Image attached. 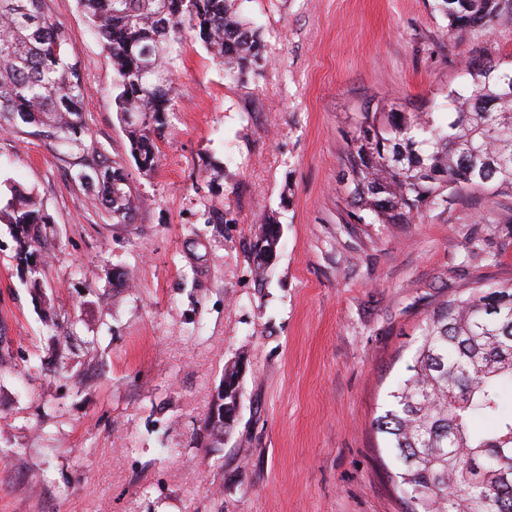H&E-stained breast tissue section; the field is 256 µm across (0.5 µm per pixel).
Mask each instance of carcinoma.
Returning a JSON list of instances; mask_svg holds the SVG:
<instances>
[{
    "label": "carcinoma",
    "mask_w": 512,
    "mask_h": 512,
    "mask_svg": "<svg viewBox=\"0 0 512 512\" xmlns=\"http://www.w3.org/2000/svg\"><path fill=\"white\" fill-rule=\"evenodd\" d=\"M43 0H0V129L32 126L75 157L74 179L96 191L115 224H131L137 198L119 164L81 155L88 86L67 55L68 30L49 21ZM449 28L487 29L512 0H434ZM115 71L117 112L144 173L159 163L156 140L174 110L172 54L184 33L200 39L226 72L241 77L264 61L260 36L235 0H79ZM446 111L408 112L368 100L343 158L350 224H411L463 190L512 192V57L473 59L448 87ZM0 223L16 258L40 272L50 223L33 193L9 187ZM272 258L275 224L259 228ZM406 375L374 421L396 468L407 512H512V415L500 414L512 385V283L465 288L437 303L419 325ZM225 395L203 423L223 439L224 404L240 398L236 365H224ZM477 417L495 419L478 429Z\"/></svg>",
    "instance_id": "carcinoma-1"
}]
</instances>
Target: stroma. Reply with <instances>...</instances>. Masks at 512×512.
<instances>
[{
	"instance_id": "35a3bbf8",
	"label": "stroma",
	"mask_w": 512,
	"mask_h": 512,
	"mask_svg": "<svg viewBox=\"0 0 512 512\" xmlns=\"http://www.w3.org/2000/svg\"><path fill=\"white\" fill-rule=\"evenodd\" d=\"M236 7L266 65L232 79L183 39L146 174L78 0H43L89 83L85 151L123 167L139 211L113 223L54 141L0 131V200L15 182L51 217L35 279L0 224V354L13 364L0 374V512H403L372 422L431 302L512 281V192H464L411 224H348L342 179L364 100L443 109L471 58L512 56V14L452 32L433 0ZM269 219L281 239L261 281ZM122 271L130 287H113ZM235 360L233 427L200 438Z\"/></svg>"
}]
</instances>
